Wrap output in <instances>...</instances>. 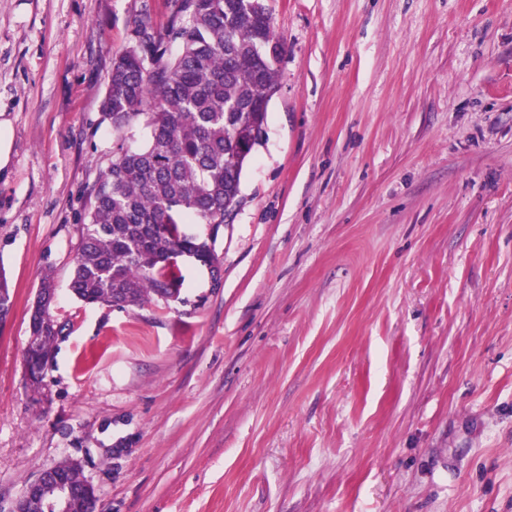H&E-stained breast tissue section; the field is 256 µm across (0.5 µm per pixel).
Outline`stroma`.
<instances>
[{
    "mask_svg": "<svg viewBox=\"0 0 512 512\" xmlns=\"http://www.w3.org/2000/svg\"><path fill=\"white\" fill-rule=\"evenodd\" d=\"M267 138L182 300L79 301L113 57L174 0H0V512H512V0H265ZM66 337L40 388L44 273ZM43 288H48V290H44ZM53 288H55L53 277L51 274L46 273L41 280L40 288L37 289L34 300L31 304L30 321L36 313H40L42 315L43 312L48 313L49 311H51L55 319H57L53 310L56 295ZM50 317L51 318L48 319L50 324H57L58 327L56 329L50 327L48 329L41 330L40 328H36V325H34L35 331L38 333V336H32L30 333L29 340L24 351L25 368L30 382H33L35 378H38L39 375L42 374L46 368L43 366H38L34 364L33 360H30V355L33 353L34 350H36L40 337L45 336L37 349V356L40 360L43 361L44 364L47 365H49L48 363L51 362L53 357V347L50 345L51 338L53 336L55 337L52 340V343L54 342L55 344L60 338L63 337L62 334L65 330V326L59 325L57 321L52 319V315H50ZM68 474L70 482L75 486H83L92 498H87L81 491L73 489L63 473L49 467L41 471L37 477L26 483L23 491L14 500L11 512H29L32 501L41 502L48 510L55 512H94L97 497L90 482H86L80 467L71 460H63L54 466ZM80 510V511H79Z\"/></svg>",
    "mask_w": 512,
    "mask_h": 512,
    "instance_id": "stroma-1",
    "label": "stroma"
}]
</instances>
